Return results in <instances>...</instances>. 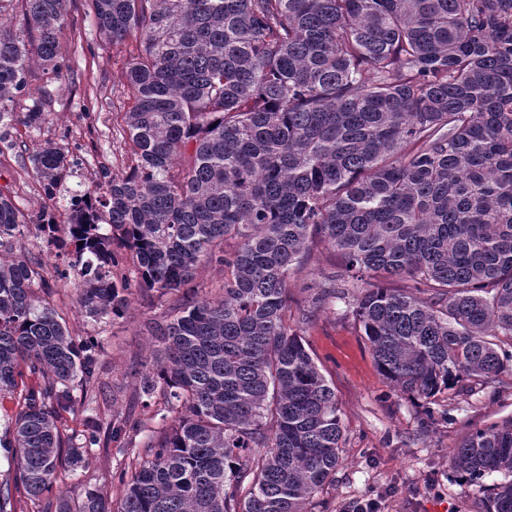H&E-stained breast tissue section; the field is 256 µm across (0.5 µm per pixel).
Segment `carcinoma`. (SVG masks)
Listing matches in <instances>:
<instances>
[{
  "instance_id": "carcinoma-1",
  "label": "carcinoma",
  "mask_w": 512,
  "mask_h": 512,
  "mask_svg": "<svg viewBox=\"0 0 512 512\" xmlns=\"http://www.w3.org/2000/svg\"><path fill=\"white\" fill-rule=\"evenodd\" d=\"M22 2L29 39L0 28V101L64 59L67 0ZM90 2L102 35L139 43L128 172L101 169L63 220L0 190V401L17 408L0 512H308L343 437L303 341L336 276L294 280L319 247L358 282L352 314L398 391L512 374V0ZM47 116L0 111V143ZM32 162L49 200L78 165L52 141ZM46 249L71 257L58 275L96 322L126 314L127 268L165 308L130 366L138 421L90 407L102 345L70 334ZM202 265L218 287L195 281ZM111 443L112 500L54 496L63 463ZM450 462L469 485L508 477L488 512H512V424L469 429Z\"/></svg>"
}]
</instances>
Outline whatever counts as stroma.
I'll list each match as a JSON object with an SVG mask.
<instances>
[{"instance_id":"stroma-1","label":"stroma","mask_w":512,"mask_h":512,"mask_svg":"<svg viewBox=\"0 0 512 512\" xmlns=\"http://www.w3.org/2000/svg\"><path fill=\"white\" fill-rule=\"evenodd\" d=\"M63 42L68 70L60 75L32 68L25 89L5 102L9 112L41 103L49 120L40 129L19 128L15 148L0 152V189L21 210L63 205L43 195L30 161L38 145L51 139L66 145L80 164L68 189L91 186L100 168L124 175L128 159L120 142L121 114L132 105L125 71L134 40L114 43L96 28L90 0H68ZM44 276L65 304L63 317L72 336H95L104 343L100 365L101 412L119 407L141 414L136 383L128 373L135 356L148 353L146 325L162 320L161 308L133 291L124 317L95 321L76 303L78 280L56 278L57 259L44 258ZM306 346L336 394L343 426L342 464L333 483L315 497L311 512H354L359 501L381 497V512H487L495 486L504 477L487 476L482 486L461 483L450 458L470 425L512 421V376L494 383L464 381L422 404L394 390L378 372L347 301L328 304L304 335ZM114 454L94 449L84 463L66 468L58 485L71 502L85 489L111 496Z\"/></svg>"}]
</instances>
